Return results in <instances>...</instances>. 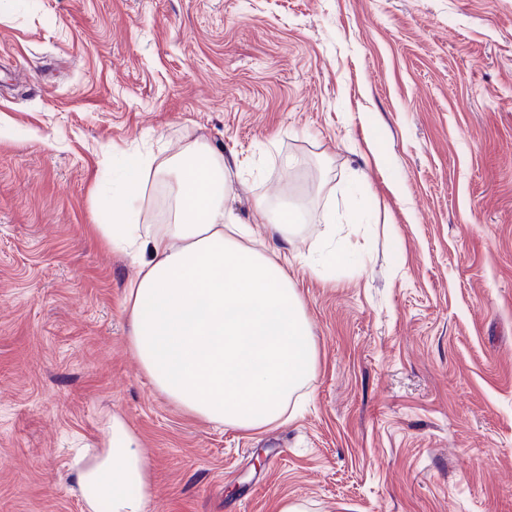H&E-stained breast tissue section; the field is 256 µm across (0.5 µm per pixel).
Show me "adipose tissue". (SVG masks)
Instances as JSON below:
<instances>
[{
  "label": "adipose tissue",
  "instance_id": "1",
  "mask_svg": "<svg viewBox=\"0 0 512 512\" xmlns=\"http://www.w3.org/2000/svg\"><path fill=\"white\" fill-rule=\"evenodd\" d=\"M177 189L166 223L143 228L136 195L98 225L104 243L132 252L137 280L127 290L130 340L156 388L190 414L258 432L285 415L313 371L302 303L277 257L225 233L224 166L199 148L172 161ZM95 453L70 467L88 512H149V466L116 416Z\"/></svg>",
  "mask_w": 512,
  "mask_h": 512
}]
</instances>
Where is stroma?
Segmentation results:
<instances>
[{"label": "stroma", "instance_id": "stroma-1", "mask_svg": "<svg viewBox=\"0 0 512 512\" xmlns=\"http://www.w3.org/2000/svg\"><path fill=\"white\" fill-rule=\"evenodd\" d=\"M198 144L310 324L258 434L157 390L91 230ZM171 198L145 175L140 222ZM112 414L151 512H512V0H0V512H85ZM256 211L261 220H268L273 232L286 238L297 231L304 221L303 207L297 204L283 203L272 210H267L263 202L256 204Z\"/></svg>", "mask_w": 512, "mask_h": 512}]
</instances>
